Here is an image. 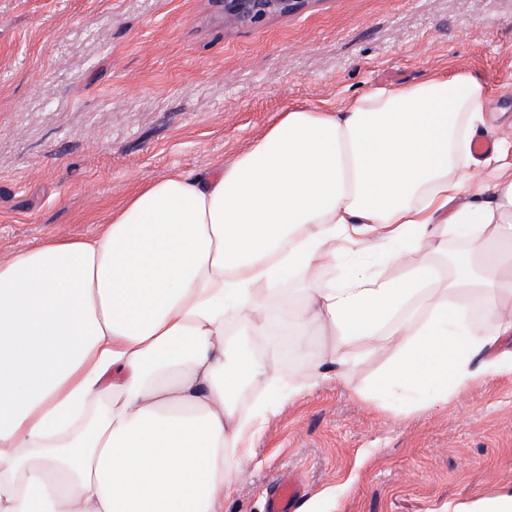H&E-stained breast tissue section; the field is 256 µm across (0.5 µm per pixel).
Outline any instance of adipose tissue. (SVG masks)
I'll list each match as a JSON object with an SVG mask.
<instances>
[{
	"mask_svg": "<svg viewBox=\"0 0 512 512\" xmlns=\"http://www.w3.org/2000/svg\"><path fill=\"white\" fill-rule=\"evenodd\" d=\"M484 86L467 74L378 88L339 110L290 107L231 162L136 189L110 224L0 263V512H220L226 473L259 433L230 399L265 376L229 360L234 320L265 332L256 287L331 263L335 243L385 251L400 278L358 264L304 284L296 329L370 340L426 299L375 388L447 401L512 354L468 320L462 291L496 311L512 291V168L486 175L472 143ZM466 248L430 295L449 240Z\"/></svg>",
	"mask_w": 512,
	"mask_h": 512,
	"instance_id": "ef3b65f1",
	"label": "adipose tissue"
}]
</instances>
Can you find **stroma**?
Wrapping results in <instances>:
<instances>
[{
  "label": "stroma",
  "mask_w": 512,
  "mask_h": 512,
  "mask_svg": "<svg viewBox=\"0 0 512 512\" xmlns=\"http://www.w3.org/2000/svg\"><path fill=\"white\" fill-rule=\"evenodd\" d=\"M464 72L485 87L482 134L512 164V0H310L301 13L228 27L220 0H0V261L110 223L139 185L229 162L291 106L343 109L365 92ZM328 342L306 336L243 386L308 383ZM351 384L284 399L227 478L222 512H265L279 474L299 508L446 512L512 490V377L447 403L400 387L365 403L393 361L389 337L345 347Z\"/></svg>",
  "instance_id": "35a3bbf8"
}]
</instances>
